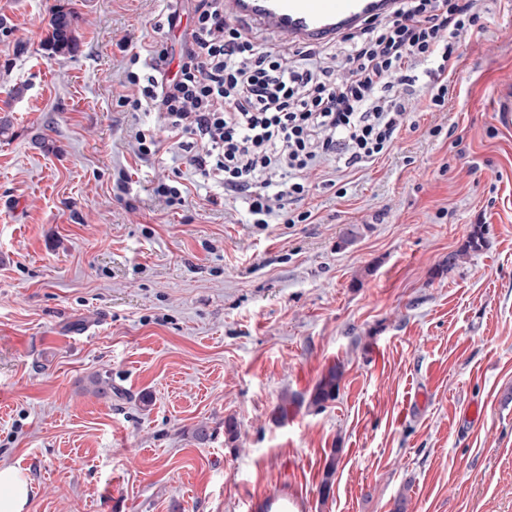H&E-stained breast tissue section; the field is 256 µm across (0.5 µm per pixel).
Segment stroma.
<instances>
[{
	"mask_svg": "<svg viewBox=\"0 0 512 512\" xmlns=\"http://www.w3.org/2000/svg\"><path fill=\"white\" fill-rule=\"evenodd\" d=\"M198 3L0 0V466L24 512H512V0H484L447 111L311 173V223L265 225L171 144L142 159L156 119L119 99ZM335 364V401L280 412ZM73 20L71 11L59 10L53 14L45 38V47L52 54L71 53L76 49ZM177 184L158 182L153 188V193L163 199L168 206L184 205L187 196V187L178 181ZM28 490L27 480L18 470L0 467V512H23Z\"/></svg>",
	"mask_w": 512,
	"mask_h": 512,
	"instance_id": "obj_1",
	"label": "stroma"
}]
</instances>
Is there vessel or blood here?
Listing matches in <instances>:
<instances>
[{"instance_id":"b4317fda","label":"vessel or blood","mask_w":512,"mask_h":512,"mask_svg":"<svg viewBox=\"0 0 512 512\" xmlns=\"http://www.w3.org/2000/svg\"><path fill=\"white\" fill-rule=\"evenodd\" d=\"M396 0H225L234 18L275 32L298 43L319 42L354 27L364 19L392 12Z\"/></svg>"}]
</instances>
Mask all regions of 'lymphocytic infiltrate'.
<instances>
[{"label": "lymphocytic infiltrate", "mask_w": 512, "mask_h": 512, "mask_svg": "<svg viewBox=\"0 0 512 512\" xmlns=\"http://www.w3.org/2000/svg\"><path fill=\"white\" fill-rule=\"evenodd\" d=\"M479 19L478 0H397L332 50H286L233 24L224 0H202L189 26L167 17L179 56L147 49V75L126 73L121 99L156 116L154 134H135L141 157L173 141L204 181L240 201L248 223L303 224L311 211L291 204L309 193L312 170L337 159L362 167L394 149L411 106L394 86L407 72L425 68V109L444 111L460 38Z\"/></svg>", "instance_id": "obj_1"}]
</instances>
